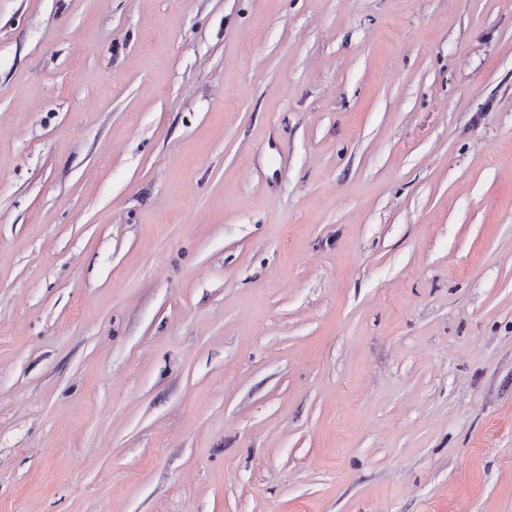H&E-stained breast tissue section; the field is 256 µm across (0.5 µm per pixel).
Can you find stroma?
<instances>
[{
    "instance_id": "1",
    "label": "stroma",
    "mask_w": 512,
    "mask_h": 512,
    "mask_svg": "<svg viewBox=\"0 0 512 512\" xmlns=\"http://www.w3.org/2000/svg\"><path fill=\"white\" fill-rule=\"evenodd\" d=\"M0 512H512V0H0Z\"/></svg>"
}]
</instances>
